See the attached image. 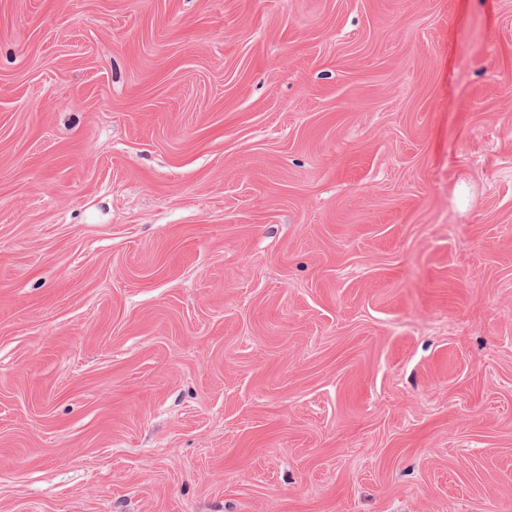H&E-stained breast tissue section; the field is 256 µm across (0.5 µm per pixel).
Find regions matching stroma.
I'll return each instance as SVG.
<instances>
[{
  "label": "stroma",
  "instance_id": "obj_1",
  "mask_svg": "<svg viewBox=\"0 0 512 512\" xmlns=\"http://www.w3.org/2000/svg\"><path fill=\"white\" fill-rule=\"evenodd\" d=\"M0 512H512V0H0Z\"/></svg>",
  "mask_w": 512,
  "mask_h": 512
}]
</instances>
